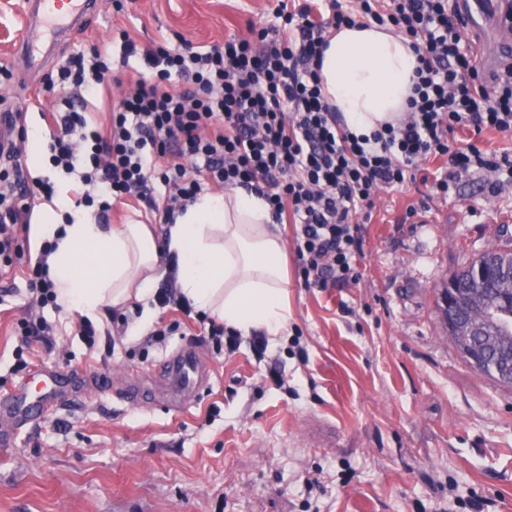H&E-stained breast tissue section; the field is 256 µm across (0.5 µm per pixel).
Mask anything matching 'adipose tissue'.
Wrapping results in <instances>:
<instances>
[{"instance_id": "adipose-tissue-1", "label": "adipose tissue", "mask_w": 512, "mask_h": 512, "mask_svg": "<svg viewBox=\"0 0 512 512\" xmlns=\"http://www.w3.org/2000/svg\"><path fill=\"white\" fill-rule=\"evenodd\" d=\"M418 57L393 29L364 22L331 32L320 71L322 92L356 134L396 123L408 107ZM65 199L40 213L39 236L55 241L49 256L56 302L96 319L107 307L144 303L142 322L153 316L146 302L164 272L161 252L176 261L181 294L243 334L282 336L288 324L285 247L269 204L255 192L233 188L205 192L166 228L165 243L131 220L115 229L77 211L65 223Z\"/></svg>"}]
</instances>
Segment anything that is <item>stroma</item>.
<instances>
[{
  "label": "stroma",
  "mask_w": 512,
  "mask_h": 512,
  "mask_svg": "<svg viewBox=\"0 0 512 512\" xmlns=\"http://www.w3.org/2000/svg\"><path fill=\"white\" fill-rule=\"evenodd\" d=\"M98 0L83 29L41 69L18 50L25 0H0V105H22L28 90L56 75L72 54L127 30L139 43L181 35L197 45L249 36L273 23L280 0ZM442 159L381 191L356 218L364 240L358 282L302 287L288 249V328L257 356L250 337L217 351L206 324L176 307L155 308L149 324L87 347L79 313L39 308L27 262L41 255L34 228L20 237L21 264L0 270V395L13 372L16 324L34 315L55 325L53 345L32 343L28 370L67 375L90 367L110 388L82 394L14 430L0 449V512H512V387L474 372L436 307L449 277L492 245L512 241V184L491 188L472 175L453 193L429 179ZM175 326L154 343L151 334ZM193 346L211 367L182 408L131 402L129 381L153 374L166 354ZM282 373L272 383L269 370Z\"/></svg>",
  "instance_id": "1"
}]
</instances>
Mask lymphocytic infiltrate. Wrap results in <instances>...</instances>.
Returning <instances> with one entry per match:
<instances>
[{
  "label": "lymphocytic infiltrate",
  "instance_id": "f902f5d3",
  "mask_svg": "<svg viewBox=\"0 0 512 512\" xmlns=\"http://www.w3.org/2000/svg\"><path fill=\"white\" fill-rule=\"evenodd\" d=\"M358 3L354 11L330 0L332 17L320 21L302 0L255 37L206 49L183 40L141 47L120 32L122 61L139 58L141 68L102 123L87 109L112 78L113 47L94 43L72 56L42 88L56 101L50 171L30 179L15 170L13 191L0 192V266L22 260L17 227L61 180L98 218L132 201L161 224L207 186L246 188L267 200L275 223L294 225L298 277L320 289L358 280L363 238L353 215L403 186L419 162L446 157L434 182L444 195L481 172L512 184V152L479 141L486 131L512 133V64L486 75L448 0ZM360 14L395 27L419 60L406 117L369 136L346 129L318 76L329 30L355 26Z\"/></svg>",
  "mask_w": 512,
  "mask_h": 512
}]
</instances>
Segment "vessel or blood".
<instances>
[{
	"label": "vessel or blood",
	"instance_id": "obj_1",
	"mask_svg": "<svg viewBox=\"0 0 512 512\" xmlns=\"http://www.w3.org/2000/svg\"><path fill=\"white\" fill-rule=\"evenodd\" d=\"M96 0H28L26 12L27 37L20 45L21 52L31 67L44 65L55 45L68 33L82 26L86 14L93 10ZM508 6L507 0H457L458 12L470 20L473 30H489L497 54L512 55V31L505 29L501 16ZM16 111L0 109V153L9 154L17 136ZM164 383L158 395L170 405H178L193 395L209 370L196 352L181 347L161 363ZM47 386L40 405L49 409L65 399L63 375L46 371L42 374Z\"/></svg>",
	"mask_w": 512,
	"mask_h": 512
}]
</instances>
